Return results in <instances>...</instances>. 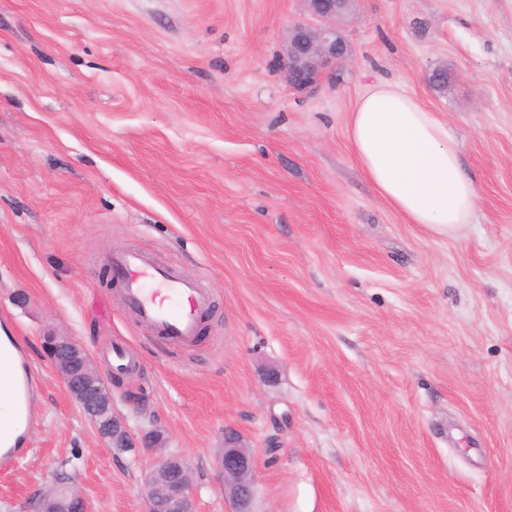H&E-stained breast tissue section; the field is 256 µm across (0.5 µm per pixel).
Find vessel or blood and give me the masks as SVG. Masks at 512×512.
<instances>
[{"label": "vessel or blood", "instance_id": "vessel-or-blood-1", "mask_svg": "<svg viewBox=\"0 0 512 512\" xmlns=\"http://www.w3.org/2000/svg\"><path fill=\"white\" fill-rule=\"evenodd\" d=\"M112 275L122 285L128 308L154 334L176 345L197 339L212 306L206 289L136 252L114 254Z\"/></svg>", "mask_w": 512, "mask_h": 512}]
</instances>
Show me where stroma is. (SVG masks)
<instances>
[{"instance_id":"35a3bbf8","label":"stroma","mask_w":512,"mask_h":512,"mask_svg":"<svg viewBox=\"0 0 512 512\" xmlns=\"http://www.w3.org/2000/svg\"><path fill=\"white\" fill-rule=\"evenodd\" d=\"M302 0H0V324L37 389L0 512L65 472L93 512H144L155 462L113 454L41 337L89 353L132 434L228 512L224 431L255 512H512V0H355L334 82L280 70ZM446 70L447 92L430 82ZM399 82L455 128L479 203L439 236L373 190L347 136ZM138 252L213 299L156 338L112 283ZM126 344L134 369L104 358ZM224 474V498L232 512H251L255 455L244 437L235 430L224 431V451L220 456Z\"/></svg>"}]
</instances>
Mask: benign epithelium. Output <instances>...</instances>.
<instances>
[{"mask_svg": "<svg viewBox=\"0 0 512 512\" xmlns=\"http://www.w3.org/2000/svg\"><path fill=\"white\" fill-rule=\"evenodd\" d=\"M304 2L315 22L294 26L282 48V70L291 89L300 94L316 89L328 79L336 63L349 52L336 20L346 15L350 0ZM43 346L70 397L86 413L93 427H98L100 414L111 412L110 431L100 438L112 453L122 448H146L157 453L143 487L145 512H196L190 471L180 458L163 452L157 432L136 436L127 429L123 419L113 412L110 389L85 349L57 331L43 337ZM220 465L224 474V498L232 505V512H251L256 459L244 437L235 430L224 431ZM67 498L78 502L79 512H92L88 500L67 488V481L61 476L38 498L42 504L38 512H68L63 504Z\"/></svg>", "mask_w": 512, "mask_h": 512, "instance_id": "7a95c632", "label": "benign epithelium"}]
</instances>
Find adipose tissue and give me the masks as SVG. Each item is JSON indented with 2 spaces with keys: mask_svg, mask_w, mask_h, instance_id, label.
<instances>
[{
  "mask_svg": "<svg viewBox=\"0 0 512 512\" xmlns=\"http://www.w3.org/2000/svg\"><path fill=\"white\" fill-rule=\"evenodd\" d=\"M349 139L364 176L405 223L439 235L472 223L479 194L462 165L457 134L416 94L397 83L369 87L350 115ZM22 376V356L0 329V453L27 432L16 403Z\"/></svg>",
  "mask_w": 512,
  "mask_h": 512,
  "instance_id": "1",
  "label": "adipose tissue"
}]
</instances>
